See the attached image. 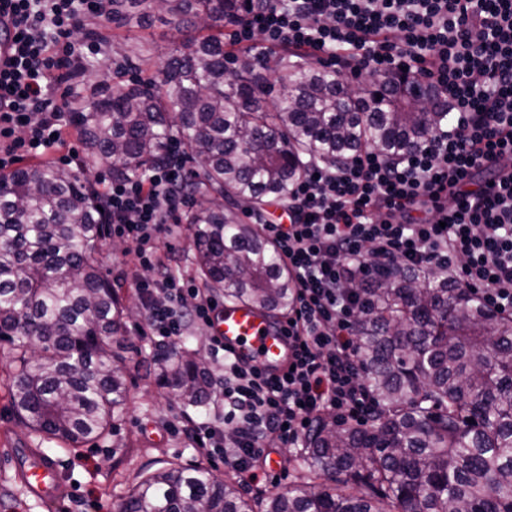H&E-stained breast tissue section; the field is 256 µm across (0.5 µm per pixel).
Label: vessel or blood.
<instances>
[{
  "label": "vessel or blood",
  "mask_w": 512,
  "mask_h": 512,
  "mask_svg": "<svg viewBox=\"0 0 512 512\" xmlns=\"http://www.w3.org/2000/svg\"><path fill=\"white\" fill-rule=\"evenodd\" d=\"M215 332L235 353L256 357L270 371L282 369L288 338L251 307L224 304ZM14 479L24 492L50 506L65 495L51 459L35 450L16 464Z\"/></svg>",
  "instance_id": "obj_1"
}]
</instances>
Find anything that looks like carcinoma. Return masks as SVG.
Returning a JSON list of instances; mask_svg holds the SVG:
<instances>
[{
  "mask_svg": "<svg viewBox=\"0 0 512 512\" xmlns=\"http://www.w3.org/2000/svg\"><path fill=\"white\" fill-rule=\"evenodd\" d=\"M191 30L160 70L96 91L73 106L78 166L50 163L0 173V341L11 345L10 395L21 424L75 447L102 436L124 413L121 352L133 313L103 274L105 217L91 181L158 166L182 141L195 164L187 215L193 263L224 299L267 316L294 304L279 253L237 208L282 199L305 173L366 149L396 158L449 120L429 92L401 82L359 89L314 62L224 50L236 0H112L118 67L139 72L147 40L120 32L154 13ZM360 300L353 331L364 381L378 410L363 426L324 418L307 439L301 481L269 492L263 512H512V317L480 303L445 273L381 265L349 284ZM155 376L184 408L206 406L214 380L205 359L159 344ZM474 422H468V419ZM338 481L333 490L319 482ZM118 512H252L242 485L203 468L160 467L122 496Z\"/></svg>",
  "mask_w": 512,
  "mask_h": 512,
  "instance_id": "carcinoma-1",
  "label": "carcinoma"
}]
</instances>
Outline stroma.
Listing matches in <instances>:
<instances>
[{
    "instance_id": "1",
    "label": "stroma",
    "mask_w": 512,
    "mask_h": 512,
    "mask_svg": "<svg viewBox=\"0 0 512 512\" xmlns=\"http://www.w3.org/2000/svg\"><path fill=\"white\" fill-rule=\"evenodd\" d=\"M156 342L143 318L133 317L126 336V413L115 432L74 449L43 441L17 422L9 393L11 350L8 343L0 342V438L14 448H35L48 455L56 464L68 498L82 499L88 507L102 503L106 512H114L120 496L146 469L201 464L197 450L183 435L166 427L168 421L182 415L181 405L168 399L146 375Z\"/></svg>"
}]
</instances>
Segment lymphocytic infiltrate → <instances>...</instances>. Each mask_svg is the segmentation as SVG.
Listing matches in <instances>:
<instances>
[{
    "instance_id": "f902f5d3",
    "label": "lymphocytic infiltrate",
    "mask_w": 512,
    "mask_h": 512,
    "mask_svg": "<svg viewBox=\"0 0 512 512\" xmlns=\"http://www.w3.org/2000/svg\"><path fill=\"white\" fill-rule=\"evenodd\" d=\"M232 45L284 47L385 82L407 76L434 88L450 120L419 149L391 162L309 165L280 201V219L254 221L291 273L289 367L270 374L217 336L205 349L222 362L221 414L170 429L242 482L269 477L270 449L295 447L327 416L362 425L377 408L363 381L352 330L359 303L346 284L376 262L447 271L482 302L512 316V0H239ZM111 0H0L15 29L0 66V171L62 143L70 113L64 88L82 56L73 34ZM193 180L180 143L143 177L98 183L118 239L120 278L161 342L188 326L212 327L224 301L172 273L165 248L180 233Z\"/></svg>"
}]
</instances>
